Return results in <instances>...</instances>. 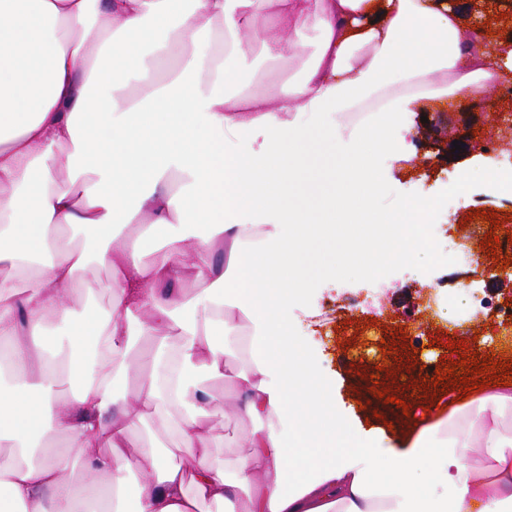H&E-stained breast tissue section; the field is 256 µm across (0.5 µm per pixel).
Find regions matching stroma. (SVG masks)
Segmentation results:
<instances>
[{
    "mask_svg": "<svg viewBox=\"0 0 512 512\" xmlns=\"http://www.w3.org/2000/svg\"><path fill=\"white\" fill-rule=\"evenodd\" d=\"M511 112L512 100L500 97L498 90H490L483 98L456 106L435 105L429 111L414 109L404 113L403 127L409 128L416 145L412 166L400 162L380 160L382 191L378 208L420 195L436 197L445 194L441 179L446 170L468 184H484V159L478 151L460 153L457 162L440 160L432 147L433 141H447L449 134L459 127L464 118H471L476 128L486 127L492 113ZM429 172L426 188L413 181L415 173ZM447 240L439 232H432L429 248L416 264L389 263L381 267L380 287L371 288L359 273H350L337 279L315 275L310 287L289 308L284 328L297 337L310 352L318 367L336 384V409L350 421L354 429L367 430L391 425L401 430L410 420L423 417L431 401H444L433 381L424 380L420 369L428 364L459 360L458 350L442 347L438 341L446 323L431 317L425 336L406 335L398 339L396 331L405 321L417 314V308L429 298L446 303L454 297L455 286L467 284V297L460 313L459 323L487 341V353L502 349L500 337L495 336L497 313L512 310V277L491 280L468 273L466 267L449 263L445 258ZM447 277V287L433 289L440 277ZM378 321L385 327V342H373L370 353L357 357L355 348L343 343L342 327L347 323L365 324ZM394 347H387V340ZM246 362L237 352L224 357V375L209 386L216 407L208 428L213 438L212 461L215 465L233 467L243 461L249 449L246 437L255 423L239 409L241 387L239 373ZM389 390L393 402H385L378 393ZM405 401V408H397V401Z\"/></svg>",
    "mask_w": 512,
    "mask_h": 512,
    "instance_id": "obj_1",
    "label": "stroma"
}]
</instances>
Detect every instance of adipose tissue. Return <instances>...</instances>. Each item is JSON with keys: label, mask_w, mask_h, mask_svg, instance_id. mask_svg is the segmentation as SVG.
I'll return each mask as SVG.
<instances>
[{"label": "adipose tissue", "mask_w": 512, "mask_h": 512, "mask_svg": "<svg viewBox=\"0 0 512 512\" xmlns=\"http://www.w3.org/2000/svg\"><path fill=\"white\" fill-rule=\"evenodd\" d=\"M181 13L175 47L220 24V53L189 54L146 98L129 96ZM247 39L287 64L280 84L244 81ZM485 42L449 0H0V264L15 271L0 277V447L21 458L0 465V512H512V386L449 400L392 436L356 431L281 324L312 264L339 274L418 259L433 205L378 215L377 158L398 160L411 106L512 80V47L501 64ZM313 118L344 143L333 166ZM95 261L111 274L101 309L94 290L70 295ZM185 264L200 289L164 292ZM229 345L248 358L241 410L256 423L232 479L205 427ZM135 351L136 403L175 448L130 440L119 402Z\"/></svg>", "instance_id": "1"}]
</instances>
